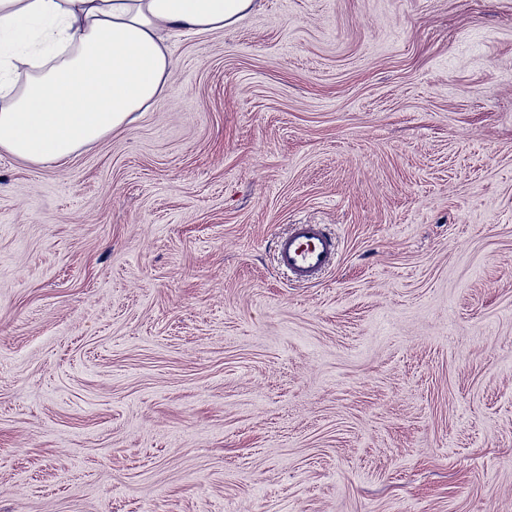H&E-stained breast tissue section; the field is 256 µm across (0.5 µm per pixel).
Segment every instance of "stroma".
I'll list each match as a JSON object with an SVG mask.
<instances>
[{
    "label": "stroma",
    "instance_id": "obj_1",
    "mask_svg": "<svg viewBox=\"0 0 512 512\" xmlns=\"http://www.w3.org/2000/svg\"><path fill=\"white\" fill-rule=\"evenodd\" d=\"M169 46L130 128L0 152V512H512V0ZM276 251L278 264L293 281L313 283L335 263L337 244L324 224H295L277 240Z\"/></svg>",
    "mask_w": 512,
    "mask_h": 512
}]
</instances>
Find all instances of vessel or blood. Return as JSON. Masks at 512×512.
Here are the masks:
<instances>
[{
    "instance_id": "vessel-or-blood-1",
    "label": "vessel or blood",
    "mask_w": 512,
    "mask_h": 512,
    "mask_svg": "<svg viewBox=\"0 0 512 512\" xmlns=\"http://www.w3.org/2000/svg\"><path fill=\"white\" fill-rule=\"evenodd\" d=\"M277 261L293 281L312 283L323 277L336 261L335 237L322 224L292 225L276 242Z\"/></svg>"
}]
</instances>
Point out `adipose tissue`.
Masks as SVG:
<instances>
[{
  "label": "adipose tissue",
  "instance_id": "adipose-tissue-1",
  "mask_svg": "<svg viewBox=\"0 0 512 512\" xmlns=\"http://www.w3.org/2000/svg\"><path fill=\"white\" fill-rule=\"evenodd\" d=\"M257 0H0V152L60 165L150 109L175 32L232 26Z\"/></svg>",
  "mask_w": 512,
  "mask_h": 512
}]
</instances>
